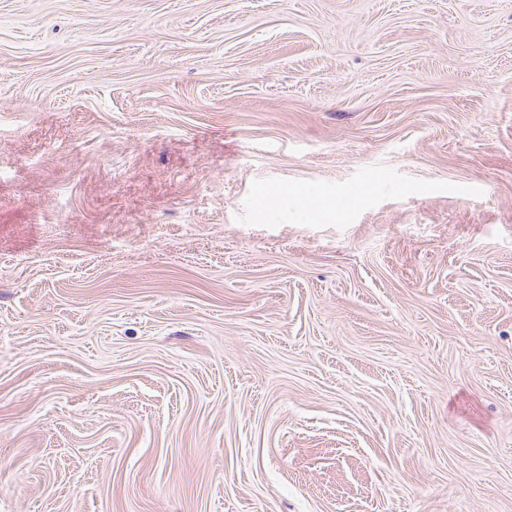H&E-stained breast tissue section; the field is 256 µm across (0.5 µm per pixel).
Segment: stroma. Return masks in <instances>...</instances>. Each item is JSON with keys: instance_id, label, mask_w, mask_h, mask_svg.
<instances>
[{"instance_id": "obj_1", "label": "stroma", "mask_w": 512, "mask_h": 512, "mask_svg": "<svg viewBox=\"0 0 512 512\" xmlns=\"http://www.w3.org/2000/svg\"><path fill=\"white\" fill-rule=\"evenodd\" d=\"M0 512H512V0H0ZM294 198L304 200L305 205L302 207L301 215L306 218H336L341 216L354 206L360 200L362 193L351 194L349 198L329 197L315 188H305L292 192Z\"/></svg>"}]
</instances>
